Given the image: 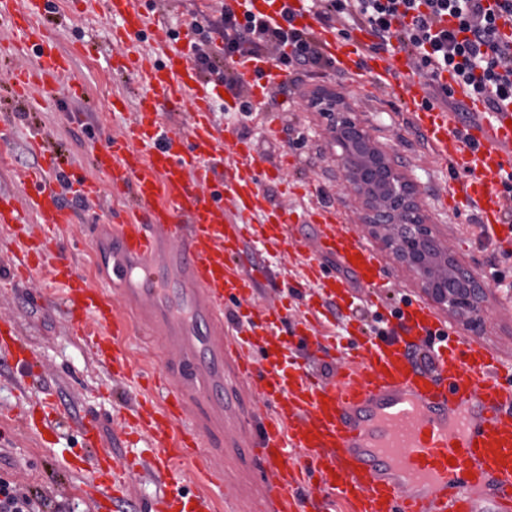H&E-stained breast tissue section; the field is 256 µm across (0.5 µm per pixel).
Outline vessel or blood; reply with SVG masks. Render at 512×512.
I'll return each instance as SVG.
<instances>
[{
	"label": "vessel or blood",
	"instance_id": "b4317fda",
	"mask_svg": "<svg viewBox=\"0 0 512 512\" xmlns=\"http://www.w3.org/2000/svg\"><path fill=\"white\" fill-rule=\"evenodd\" d=\"M49 2L0 0V21L13 34L7 51L35 60L34 70L12 74L20 96L35 80L52 90L70 67L44 23ZM105 2L122 21L113 40L123 69L137 77L141 113L121 134L99 133L105 146L94 164L110 186L124 187L137 216L115 225L119 250L101 254L99 263L111 266L108 287L117 288L142 334L165 352L158 376L133 368L123 338L127 321L107 288L92 285L64 250H46L25 234L34 218L70 222L55 176L69 180L84 198L99 197L100 185L62 169L39 142L41 168L24 174V198L0 193V225L15 237L5 280L46 267L62 288L57 304L84 345L114 376L155 385V394L137 399L124 419L131 433L145 436L149 456L120 468L105 456L85 459L97 476L103 512H115L142 470L171 488L144 512H217L224 460L206 446L205 426L192 412L198 404L224 418L227 447L254 449L273 512H512V367L457 336L432 307L412 299L399 314L380 310L377 324L337 361L331 377L315 375L302 358L321 346L324 332L308 319L289 320L287 307L276 301L261 300L258 275L241 263L244 242L299 257L309 298L335 303L347 285L324 268L322 255L335 256L353 275L369 306L383 285L385 257L328 205L311 217L315 237H298L294 212L268 205L262 183L269 168L252 141L240 136L227 142L212 122L216 88L196 81L184 64L186 52L176 48L170 32L149 28L135 0ZM142 36L152 43L151 53L141 51ZM318 38L336 72L365 73L368 83L400 100L435 154L466 173L460 193L482 231L512 243L502 187L503 175L512 173V101L488 109L483 96L441 72L439 82L452 86L470 109L460 123L454 113L427 106L429 86L413 78L406 51L366 53L368 26L346 38L325 28ZM233 67L248 81L256 104L284 78L268 57L238 59ZM187 106L186 135H171L166 113ZM228 150L237 156L231 166L224 163ZM252 301L261 309L225 321L227 304ZM286 323L291 329L285 334ZM425 346L433 356L429 369L409 354ZM0 360L9 363L19 393H26L36 368L34 350L3 315ZM228 373L264 402L262 415L225 417L218 393ZM21 424L28 432L55 434L59 409L48 399L23 404ZM190 459L203 468L195 490L186 491L179 465Z\"/></svg>",
	"mask_w": 512,
	"mask_h": 512
}]
</instances>
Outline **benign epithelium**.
I'll return each instance as SVG.
<instances>
[{
  "mask_svg": "<svg viewBox=\"0 0 512 512\" xmlns=\"http://www.w3.org/2000/svg\"><path fill=\"white\" fill-rule=\"evenodd\" d=\"M308 105L327 120L329 142L340 150L336 162L343 188L360 204L367 233L415 273L431 301L448 310L466 332L479 335L486 323V285L433 234L418 184L343 94L316 89Z\"/></svg>",
  "mask_w": 512,
  "mask_h": 512,
  "instance_id": "7a95c632",
  "label": "benign epithelium"
}]
</instances>
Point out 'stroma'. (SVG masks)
Here are the masks:
<instances>
[{
    "instance_id": "obj_1",
    "label": "stroma",
    "mask_w": 512,
    "mask_h": 512,
    "mask_svg": "<svg viewBox=\"0 0 512 512\" xmlns=\"http://www.w3.org/2000/svg\"><path fill=\"white\" fill-rule=\"evenodd\" d=\"M48 20L61 49L72 52L76 44L82 43L90 51L74 54L69 71L57 80L56 93L35 90L29 103L16 98L11 76L15 69L30 66L31 58L0 56V118L9 120L13 128V164L0 168V191H19V172L40 165L41 159L30 145L37 135L69 167L97 180L92 156L103 146L100 128L117 135L139 115L137 81L118 70V56L112 44L116 22L104 13L99 0H54ZM75 81L85 87V94L79 99L66 93L67 86ZM319 87L334 88L352 99L375 139L396 152L416 179L436 234L488 287L489 320L477 336V343L512 359V293L495 284L499 277L512 281V256H505L494 241L485 237L474 212L465 208L458 193L464 174L455 171L450 162L435 157L397 99L366 87L361 78L311 68L300 72L297 82L289 85L271 111L242 118L217 111L213 121L223 128L225 137L244 133L265 159L283 161L281 177L263 183L270 207L288 206L306 216L316 207L332 205L341 211L346 223L356 224L360 221L359 208L338 180L325 137V121L303 100L304 95ZM116 97L126 101L119 116L113 115L111 107ZM119 217L130 222L135 219L126 196L119 190L103 188L98 198L90 200L88 208H73L72 221L63 225L56 245L66 251L86 277H95L98 247L112 251L118 243L108 235L102 245L93 244L89 227L111 224ZM243 255L250 264L266 266L273 284L289 286L287 303L292 316L311 317L307 296L294 289L302 275L298 258L276 260L250 242L245 243ZM43 278V272L35 270L19 282L0 286V312L16 321L43 365L31 384L33 393L53 394L71 420L97 417L102 447L109 451L112 464L123 466L147 450L144 442L121 434L113 421L131 393L91 356L62 312L53 313L44 307V297L37 291ZM81 445L82 438L74 430L49 443L32 435H18L10 447H0V477L13 480L22 488L42 490L54 503L62 505L63 512H97L91 498L79 491L84 475L70 465L73 452ZM250 470L248 448L226 450L224 497L234 512H253Z\"/></svg>"
}]
</instances>
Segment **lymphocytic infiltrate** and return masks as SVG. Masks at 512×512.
Returning a JSON list of instances; mask_svg holds the SVG:
<instances>
[{
    "label": "lymphocytic infiltrate",
    "instance_id": "obj_1",
    "mask_svg": "<svg viewBox=\"0 0 512 512\" xmlns=\"http://www.w3.org/2000/svg\"><path fill=\"white\" fill-rule=\"evenodd\" d=\"M308 8L324 27H334L344 16L370 26L376 38L372 51L398 43L412 56L419 76L432 83L431 98L453 97L452 88L436 81L440 71L448 70L457 82L484 95L488 107L512 100V43L498 36V19L512 15V0H496L492 8L484 0H309ZM193 31L195 69L207 82L231 90L241 88L243 78L225 64L238 57L257 59L273 52L289 74L330 65L312 30L296 28L288 14L279 21L241 14L222 0L201 12ZM0 512H58V507L1 477Z\"/></svg>",
    "mask_w": 512,
    "mask_h": 512
}]
</instances>
